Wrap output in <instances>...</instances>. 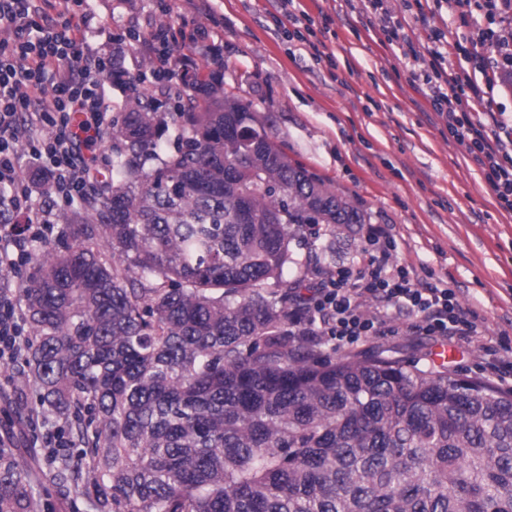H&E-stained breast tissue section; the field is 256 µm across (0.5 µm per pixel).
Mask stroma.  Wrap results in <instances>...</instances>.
I'll list each match as a JSON object with an SVG mask.
<instances>
[{"label": "stroma", "mask_w": 512, "mask_h": 512, "mask_svg": "<svg viewBox=\"0 0 512 512\" xmlns=\"http://www.w3.org/2000/svg\"><path fill=\"white\" fill-rule=\"evenodd\" d=\"M165 0H88L86 8L111 18L113 34L94 37L92 47L109 56L129 78L147 73L153 61L124 34L164 21ZM181 29L175 53L188 52L185 34L206 28L224 64L220 86L248 101L268 124L289 160L322 178L371 222L387 225L397 242L395 264L419 280L447 281L462 307L475 310L485 329L512 347V213L501 209L463 145L449 138L418 85L413 60L384 44L378 20L361 0H296L295 10L313 20V41L286 40L275 24L270 0H177ZM395 16L412 23L414 42L429 29L449 42L469 44L473 28L457 13L428 14L391 0ZM324 45L332 61L316 60L312 44ZM366 226L340 224L335 236L301 231L292 244L298 258L326 252L330 266L360 268ZM400 315L366 342L335 348L340 360L381 352L405 362L446 363L462 378H479L507 389L485 369L487 355L463 341H440L413 332Z\"/></svg>", "instance_id": "stroma-1"}]
</instances>
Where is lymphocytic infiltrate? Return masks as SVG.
<instances>
[{
  "label": "lymphocytic infiltrate",
  "mask_w": 512,
  "mask_h": 512,
  "mask_svg": "<svg viewBox=\"0 0 512 512\" xmlns=\"http://www.w3.org/2000/svg\"><path fill=\"white\" fill-rule=\"evenodd\" d=\"M85 0H0V191L14 210L32 213L29 170L43 168L55 195L73 203L83 195L98 169L102 148L112 126L106 82L124 84L122 71L95 51L90 38L110 21L94 22ZM389 0H366L379 16V29L389 44L413 60L428 65L412 71L433 109L444 116L450 137L464 145L499 206L512 212V116L494 111V93L502 76L512 73V0H432L435 10L458 11L463 23L474 12L485 22L477 26L470 46L448 44L444 34L430 30L424 50H417L406 25L394 17ZM494 59H487V52ZM467 67L455 70L449 54ZM197 75L195 102H203L219 83V72H203L185 55L178 67L155 70L152 88L183 98L184 75ZM31 159L21 164V150ZM367 263L363 271H325L308 296H298L292 326L301 328L311 345L335 342L345 348L375 335L393 314L413 315L416 329L439 339H467L488 355L491 374L512 370V360L500 356L498 340L490 336L478 314L463 308L454 289L444 281L418 284L412 270L392 267L396 249L386 225L366 231ZM23 334L20 311L8 293L0 294V363H15Z\"/></svg>",
  "instance_id": "f902f5d3"
}]
</instances>
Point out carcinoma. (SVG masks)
<instances>
[{"instance_id":"1","label":"carcinoma","mask_w":512,"mask_h":512,"mask_svg":"<svg viewBox=\"0 0 512 512\" xmlns=\"http://www.w3.org/2000/svg\"><path fill=\"white\" fill-rule=\"evenodd\" d=\"M128 97L112 174L32 246L18 374L60 420L39 474L99 512H512V390L288 328L290 244L366 213L291 163L251 103ZM173 145L161 149V133ZM23 230L0 195V225ZM108 251L112 260L103 257ZM0 454V512H41Z\"/></svg>"}]
</instances>
